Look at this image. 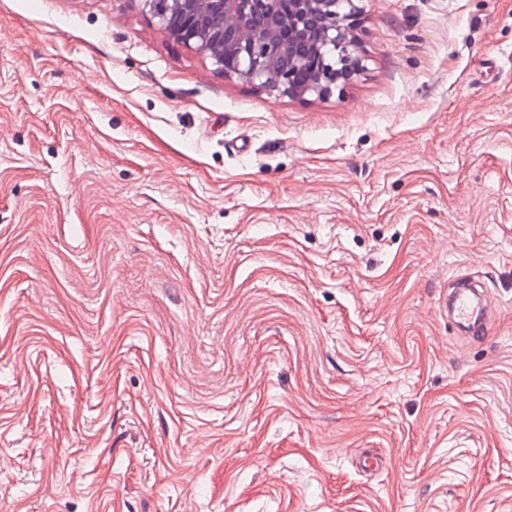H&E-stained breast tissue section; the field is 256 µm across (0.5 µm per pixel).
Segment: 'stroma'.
Here are the masks:
<instances>
[{"mask_svg":"<svg viewBox=\"0 0 512 512\" xmlns=\"http://www.w3.org/2000/svg\"><path fill=\"white\" fill-rule=\"evenodd\" d=\"M360 7L289 98L0 0V512H512V0ZM450 310L458 328L466 335L475 336L490 321L494 305L489 297L481 294L471 279H458L439 305L440 313Z\"/></svg>","mask_w":512,"mask_h":512,"instance_id":"stroma-1","label":"stroma"}]
</instances>
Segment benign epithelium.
<instances>
[{
    "instance_id": "obj_1",
    "label": "benign epithelium",
    "mask_w": 512,
    "mask_h": 512,
    "mask_svg": "<svg viewBox=\"0 0 512 512\" xmlns=\"http://www.w3.org/2000/svg\"><path fill=\"white\" fill-rule=\"evenodd\" d=\"M169 29L178 9L177 41L206 54L227 76L269 92L326 97L362 68L357 38L360 7L354 0H138ZM311 68L304 87L294 73Z\"/></svg>"
}]
</instances>
